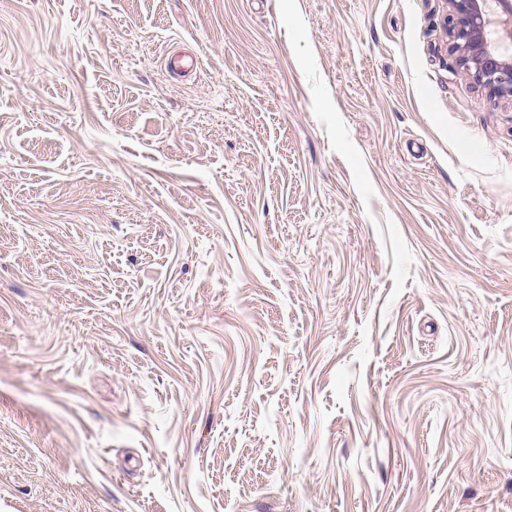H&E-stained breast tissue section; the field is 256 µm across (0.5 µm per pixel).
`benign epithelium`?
I'll return each instance as SVG.
<instances>
[{"label":"benign epithelium","mask_w":512,"mask_h":512,"mask_svg":"<svg viewBox=\"0 0 512 512\" xmlns=\"http://www.w3.org/2000/svg\"><path fill=\"white\" fill-rule=\"evenodd\" d=\"M447 51L456 64L498 98L512 100V57L499 52L492 17L512 31V0H447Z\"/></svg>","instance_id":"7a95c632"}]
</instances>
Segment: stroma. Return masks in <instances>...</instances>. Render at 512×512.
Instances as JSON below:
<instances>
[{"mask_svg":"<svg viewBox=\"0 0 512 512\" xmlns=\"http://www.w3.org/2000/svg\"><path fill=\"white\" fill-rule=\"evenodd\" d=\"M448 9L0 0V512H512V102Z\"/></svg>","mask_w":512,"mask_h":512,"instance_id":"obj_1","label":"stroma"}]
</instances>
